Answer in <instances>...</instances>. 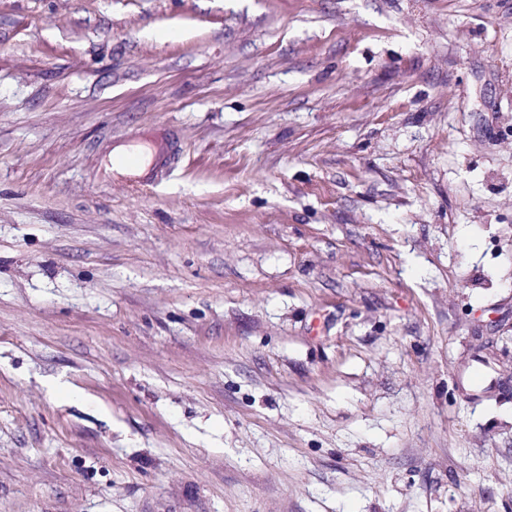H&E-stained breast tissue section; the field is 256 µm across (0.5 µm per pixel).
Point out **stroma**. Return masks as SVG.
Masks as SVG:
<instances>
[{"label":"stroma","mask_w":512,"mask_h":512,"mask_svg":"<svg viewBox=\"0 0 512 512\" xmlns=\"http://www.w3.org/2000/svg\"><path fill=\"white\" fill-rule=\"evenodd\" d=\"M0 512H512V0H0Z\"/></svg>","instance_id":"obj_1"}]
</instances>
